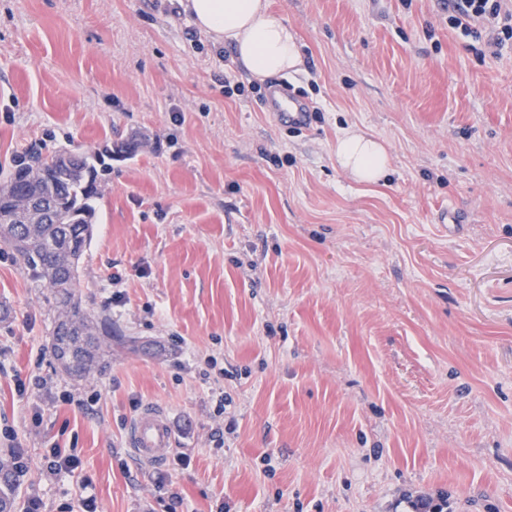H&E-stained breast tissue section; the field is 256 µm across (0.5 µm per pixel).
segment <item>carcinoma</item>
I'll list each match as a JSON object with an SVG mask.
<instances>
[{
	"label": "carcinoma",
	"instance_id": "1",
	"mask_svg": "<svg viewBox=\"0 0 512 512\" xmlns=\"http://www.w3.org/2000/svg\"><path fill=\"white\" fill-rule=\"evenodd\" d=\"M112 149L96 152L31 153L0 180V244L54 312L51 353L57 369L81 380L102 368L101 347L112 344V332L102 328L83 305L79 265L93 233L99 195L95 162ZM29 198L44 205L35 222L21 208ZM21 469L13 448L0 450V512H12L11 496Z\"/></svg>",
	"mask_w": 512,
	"mask_h": 512
}]
</instances>
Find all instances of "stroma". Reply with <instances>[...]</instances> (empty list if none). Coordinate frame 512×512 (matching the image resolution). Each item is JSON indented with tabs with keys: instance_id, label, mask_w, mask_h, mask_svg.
<instances>
[{
	"instance_id": "obj_1",
	"label": "stroma",
	"mask_w": 512,
	"mask_h": 512,
	"mask_svg": "<svg viewBox=\"0 0 512 512\" xmlns=\"http://www.w3.org/2000/svg\"><path fill=\"white\" fill-rule=\"evenodd\" d=\"M271 4L305 58L283 80L304 131L176 0H0V169L114 148L80 276L112 320L104 371H56L52 314L0 250L16 501L71 448L98 512H414L442 493L512 512V50L440 0ZM356 128L389 148L379 183L336 166ZM209 357L223 375L201 376ZM146 405L189 466L132 455ZM37 489L46 512L85 492ZM270 106L284 114L288 124L297 128H306L309 124L311 112L298 103L288 101V96L281 90L275 89L270 97Z\"/></svg>"
}]
</instances>
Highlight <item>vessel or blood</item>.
Here are the masks:
<instances>
[{
  "label": "vessel or blood",
  "instance_id": "vessel-or-blood-1",
  "mask_svg": "<svg viewBox=\"0 0 512 512\" xmlns=\"http://www.w3.org/2000/svg\"><path fill=\"white\" fill-rule=\"evenodd\" d=\"M270 106L284 114L288 124L303 128L310 121V114L301 104L289 101L282 90H274ZM126 443L140 461L155 467L165 464L171 451L173 436L164 414L155 408H144L130 423Z\"/></svg>",
  "mask_w": 512,
  "mask_h": 512
}]
</instances>
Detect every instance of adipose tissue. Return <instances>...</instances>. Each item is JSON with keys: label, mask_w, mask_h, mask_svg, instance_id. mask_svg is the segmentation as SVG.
Here are the masks:
<instances>
[{"label": "adipose tissue", "mask_w": 512, "mask_h": 512, "mask_svg": "<svg viewBox=\"0 0 512 512\" xmlns=\"http://www.w3.org/2000/svg\"><path fill=\"white\" fill-rule=\"evenodd\" d=\"M183 8L214 44L233 49L252 80L302 72L296 35L283 16L271 11L269 0H185ZM336 164L355 181L375 183L389 168V154L370 132L351 129L336 141Z\"/></svg>", "instance_id": "1"}]
</instances>
